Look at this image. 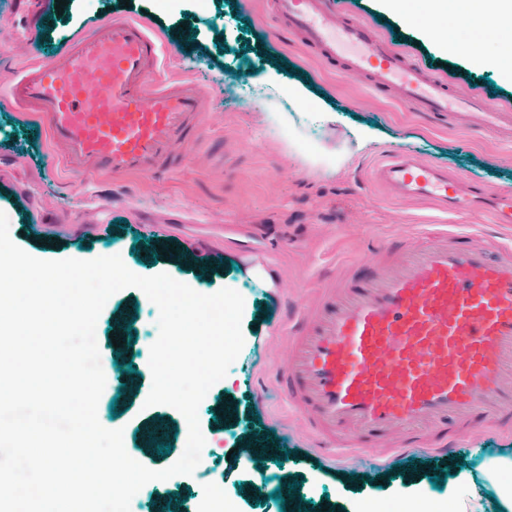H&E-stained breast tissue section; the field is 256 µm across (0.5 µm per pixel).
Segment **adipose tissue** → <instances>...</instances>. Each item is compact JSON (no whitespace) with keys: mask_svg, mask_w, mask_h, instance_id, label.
I'll return each instance as SVG.
<instances>
[{"mask_svg":"<svg viewBox=\"0 0 512 512\" xmlns=\"http://www.w3.org/2000/svg\"><path fill=\"white\" fill-rule=\"evenodd\" d=\"M424 30L450 53L467 49L472 63L493 65L512 75V0H421ZM471 32L468 43H461L460 28ZM503 42L497 56L486 53L484 38Z\"/></svg>","mask_w":512,"mask_h":512,"instance_id":"adipose-tissue-1","label":"adipose tissue"}]
</instances>
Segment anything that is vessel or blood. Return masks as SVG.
<instances>
[{"mask_svg":"<svg viewBox=\"0 0 512 512\" xmlns=\"http://www.w3.org/2000/svg\"><path fill=\"white\" fill-rule=\"evenodd\" d=\"M277 22L326 61L404 106L449 115L512 142V110L463 84H448L359 20L337 0H272ZM39 0H18L15 43L32 46ZM164 44L124 16L94 25L56 54L40 56L8 87L6 100L33 117L68 171L120 178L177 170L200 137L196 84L159 81ZM379 181L407 199L460 215L475 187L410 152L386 155ZM494 218L512 224V190L492 199ZM280 387L323 440L372 451L389 442L428 447L442 462L464 435L512 425V243L435 228L421 239L396 235L376 256L342 269L293 327ZM255 452L279 461L265 431Z\"/></svg>","mask_w":512,"mask_h":512,"instance_id":"1","label":"vessel or blood"}]
</instances>
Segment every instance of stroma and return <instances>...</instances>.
I'll use <instances>...</instances> for the list:
<instances>
[{
	"mask_svg": "<svg viewBox=\"0 0 512 512\" xmlns=\"http://www.w3.org/2000/svg\"><path fill=\"white\" fill-rule=\"evenodd\" d=\"M55 0H43L38 49L50 54L88 26L125 15L146 22L165 42L162 78L200 81L208 106L203 137L190 148L176 172L155 177L82 175L48 166L33 128L7 102L0 101V211L11 239L31 250L35 234L58 236L57 259L89 260L120 255L141 276L161 272L212 294L232 286L244 298V346L227 375L199 406L206 446L193 475L145 485L133 498L134 512H157L161 502L176 501L180 512H197L222 482L231 512H281L280 501L262 490L264 477L293 484L302 512H354L364 501L389 504L426 500L435 512H498L500 504L487 474L512 458V430H476L466 452L438 464L429 449L410 448L404 457L375 455L360 448L327 445L314 437L302 416L276 386L291 341L288 316L315 302L325 279L337 267L377 253L400 230L424 231L430 224L455 223L436 203L399 200L373 182L374 168L389 146H407L420 157L467 176L474 186L512 187V144L395 103L359 80L329 68L287 31H275L269 0H68L57 13ZM353 19L372 23L390 44L402 47L448 81H463L496 105L512 106V77L476 66L465 53H443L427 38L418 19L386 12L380 0H342ZM14 0H0V89L24 60L12 43L8 19ZM275 84H268V77ZM309 95L289 94L291 84ZM336 114L324 125L312 119L316 107ZM280 110L285 126L274 129L265 115ZM365 124L379 133L364 150H355L350 130ZM341 152L335 168L309 165L302 140ZM170 224L174 258L143 256L144 245L162 224ZM252 245L266 264L253 275L242 247ZM133 312L130 358L150 388L149 348L158 337L157 314L139 289L110 297L97 322V344L106 350L113 333L111 313ZM136 397L122 412L108 396L98 405L100 423L123 429L124 444L137 453L146 422L169 426L168 453L144 457L160 470L178 459L187 441L180 413L168 406L144 408ZM237 403L242 417L220 418L224 404ZM276 438L289 455L267 475L228 460L246 426ZM439 484H431V477ZM258 486L247 497L245 484Z\"/></svg>",
	"mask_w": 512,
	"mask_h": 512,
	"instance_id": "1",
	"label": "stroma"
}]
</instances>
